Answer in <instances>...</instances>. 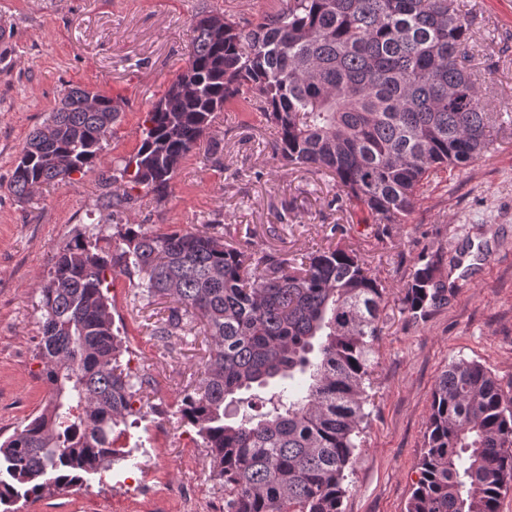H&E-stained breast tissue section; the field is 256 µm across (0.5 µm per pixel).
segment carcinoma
<instances>
[{
  "mask_svg": "<svg viewBox=\"0 0 512 512\" xmlns=\"http://www.w3.org/2000/svg\"><path fill=\"white\" fill-rule=\"evenodd\" d=\"M200 13L184 70L152 110L122 174L163 201L176 169L224 104L262 103L288 165L329 171L383 224H403L430 172L463 167L491 145L470 28L457 0H287L224 34ZM112 98L81 87L26 139L9 192L76 182L100 163L118 122ZM440 258L399 298L412 320L448 301ZM169 303L163 338L199 325L208 355L178 404L206 448L224 512H343L347 470L367 418L386 288L354 249L294 263L258 258L208 231L116 224L78 233L39 284L40 414L0 443V505L83 485L131 457L118 437L143 418V380L124 363L112 275ZM407 512H499L512 482V399L479 362L438 376Z\"/></svg>",
  "mask_w": 512,
  "mask_h": 512,
  "instance_id": "1",
  "label": "carcinoma"
}]
</instances>
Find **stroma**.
I'll return each instance as SVG.
<instances>
[{
  "label": "stroma",
  "mask_w": 512,
  "mask_h": 512,
  "mask_svg": "<svg viewBox=\"0 0 512 512\" xmlns=\"http://www.w3.org/2000/svg\"><path fill=\"white\" fill-rule=\"evenodd\" d=\"M470 22L471 65L488 111L504 123L485 156L431 175L404 224H379L342 195L329 174L285 164L262 112L238 98L181 161L172 192L157 202L140 191L115 222L152 230L210 229L227 244L249 241L256 255L285 258L339 242L357 249L390 291L374 345L373 402L350 465L345 512H405L424 448L431 394L458 359L488 368L512 397V0H461ZM285 0H0V442L42 408L46 385L37 356V283L53 256L92 220L102 172L118 174L136 152L144 120L185 68L190 24L200 11L247 23ZM81 86L111 97L120 120L101 163L78 183L43 188L17 202L8 183L28 134ZM497 243L472 278L452 261L470 244ZM440 257L454 289L446 304L414 321L399 297L419 261ZM115 325L130 367L149 381L150 407L119 443L130 460L87 485L44 494L18 512H224L199 438L180 425L177 402L206 355L204 338L155 336L165 302L143 305L128 277L111 290ZM143 448L133 449L134 438Z\"/></svg>",
  "instance_id": "35a3bbf8"
}]
</instances>
